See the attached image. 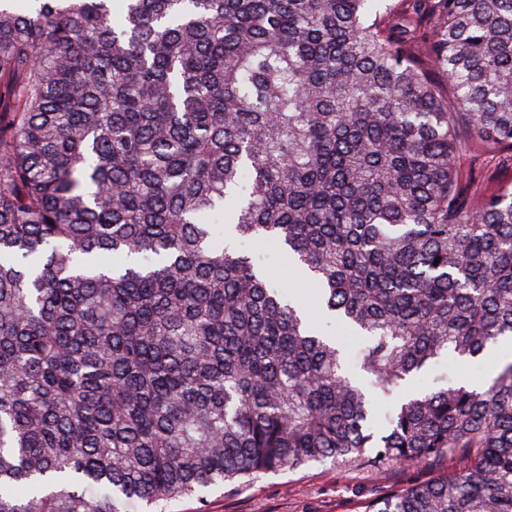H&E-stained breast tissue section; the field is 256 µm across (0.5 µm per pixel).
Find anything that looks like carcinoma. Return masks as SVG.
<instances>
[{"label": "carcinoma", "instance_id": "carcinoma-1", "mask_svg": "<svg viewBox=\"0 0 512 512\" xmlns=\"http://www.w3.org/2000/svg\"><path fill=\"white\" fill-rule=\"evenodd\" d=\"M28 2L0 0V512L327 463L447 467L363 512H512V361L402 394L512 337V183L464 169L512 164V0ZM240 249L247 253H253L276 267L282 269L288 268V257L267 244L244 240L242 244H240ZM442 376H447L448 378L457 381L469 380L472 382L474 379L483 380L487 378L486 368L483 361L479 366L470 368L461 365L452 359H448L432 366L425 374L415 380L412 384L405 387L404 391L412 393L415 390L420 391L428 388H434L436 386V380Z\"/></svg>", "mask_w": 512, "mask_h": 512}]
</instances>
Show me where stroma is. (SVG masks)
<instances>
[{
    "mask_svg": "<svg viewBox=\"0 0 512 512\" xmlns=\"http://www.w3.org/2000/svg\"><path fill=\"white\" fill-rule=\"evenodd\" d=\"M400 480L397 474L313 465L235 489L218 485L205 501L183 498L167 505L166 512H363L365 502Z\"/></svg>",
    "mask_w": 512,
    "mask_h": 512,
    "instance_id": "35a3bbf8",
    "label": "stroma"
}]
</instances>
